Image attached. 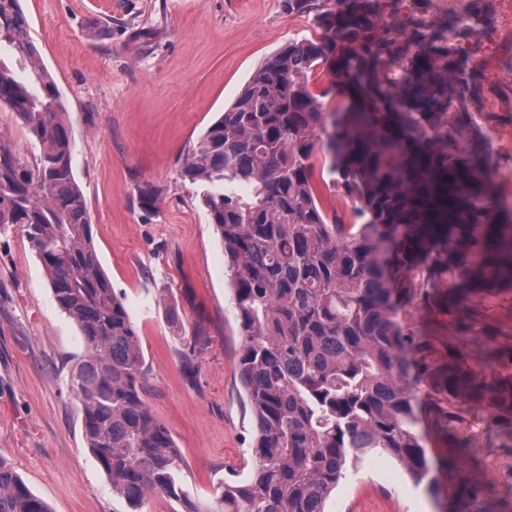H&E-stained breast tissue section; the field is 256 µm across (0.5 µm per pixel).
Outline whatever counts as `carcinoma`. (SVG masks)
<instances>
[{
	"label": "carcinoma",
	"mask_w": 512,
	"mask_h": 512,
	"mask_svg": "<svg viewBox=\"0 0 512 512\" xmlns=\"http://www.w3.org/2000/svg\"><path fill=\"white\" fill-rule=\"evenodd\" d=\"M431 0H287L318 34L268 56L193 143L180 175L199 185L224 244L237 371L256 438L244 480L218 507L185 491V465L143 399L144 352L93 241L57 85L19 0H0V108L39 144L0 135V232L18 229L85 358L69 371L87 447L133 512L150 496L183 512H325L349 470L386 455L439 512H469L488 474L477 445L512 462V208L493 153L471 140L479 7ZM334 76L319 93L310 77ZM351 203V219L324 193ZM448 313V355L424 320ZM0 512H52L0 458Z\"/></svg>",
	"instance_id": "obj_1"
}]
</instances>
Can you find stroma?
I'll use <instances>...</instances> for the list:
<instances>
[{
	"label": "stroma",
	"mask_w": 512,
	"mask_h": 512,
	"mask_svg": "<svg viewBox=\"0 0 512 512\" xmlns=\"http://www.w3.org/2000/svg\"><path fill=\"white\" fill-rule=\"evenodd\" d=\"M492 35L476 140L498 159L499 201L512 206V0H479ZM54 78L75 143L102 267L145 356V400L188 465L186 489L215 504L245 478L254 426L235 361L240 348L224 245L179 173L193 141L269 55L314 33L286 0H20ZM159 190L152 212L142 188ZM192 360H185L188 347ZM86 350L20 231L0 232V458L52 512H131L89 451L69 369ZM366 458L327 512H437L424 487Z\"/></svg>",
	"instance_id": "stroma-1"
}]
</instances>
